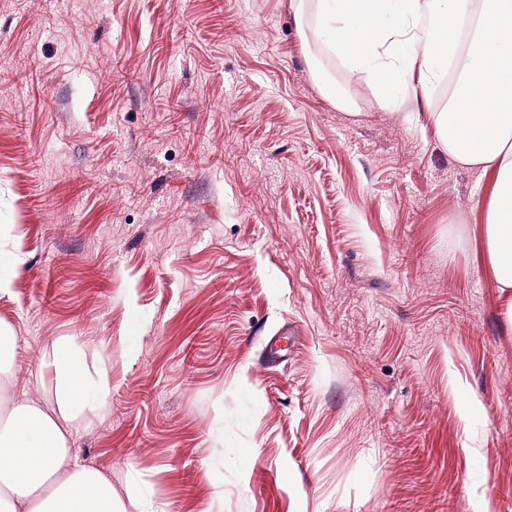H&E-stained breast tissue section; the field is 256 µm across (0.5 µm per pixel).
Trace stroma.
<instances>
[{
    "instance_id": "35a3bbf8",
    "label": "stroma",
    "mask_w": 512,
    "mask_h": 512,
    "mask_svg": "<svg viewBox=\"0 0 512 512\" xmlns=\"http://www.w3.org/2000/svg\"><path fill=\"white\" fill-rule=\"evenodd\" d=\"M313 25L312 0H0L16 389L52 398L60 340L107 358L69 445L123 512H512L493 177L423 120L441 94L354 82Z\"/></svg>"
}]
</instances>
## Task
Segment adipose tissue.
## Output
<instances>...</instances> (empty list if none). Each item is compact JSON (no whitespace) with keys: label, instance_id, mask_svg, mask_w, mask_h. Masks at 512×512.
<instances>
[{"label":"adipose tissue","instance_id":"obj_1","mask_svg":"<svg viewBox=\"0 0 512 512\" xmlns=\"http://www.w3.org/2000/svg\"><path fill=\"white\" fill-rule=\"evenodd\" d=\"M314 38L371 80L384 67L401 83L458 92L426 120L459 164L493 173L484 260L512 328V0H318ZM54 402L0 401V512H117L112 480L68 446L88 401L105 405L107 364L60 341L48 362Z\"/></svg>","mask_w":512,"mask_h":512}]
</instances>
